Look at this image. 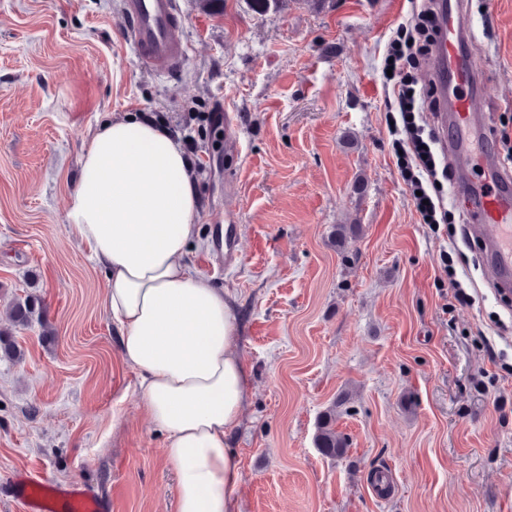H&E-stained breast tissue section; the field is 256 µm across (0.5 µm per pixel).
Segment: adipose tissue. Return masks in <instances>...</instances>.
<instances>
[{"mask_svg":"<svg viewBox=\"0 0 512 512\" xmlns=\"http://www.w3.org/2000/svg\"><path fill=\"white\" fill-rule=\"evenodd\" d=\"M199 207L179 143L129 114L102 122L84 144L66 221L106 271L122 358L141 374L144 413L168 435L178 512H238L242 475L228 437L249 375L223 289L186 261Z\"/></svg>","mask_w":512,"mask_h":512,"instance_id":"obj_1","label":"adipose tissue"}]
</instances>
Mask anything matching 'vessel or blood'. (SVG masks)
<instances>
[{
	"mask_svg": "<svg viewBox=\"0 0 512 512\" xmlns=\"http://www.w3.org/2000/svg\"><path fill=\"white\" fill-rule=\"evenodd\" d=\"M125 8L130 19L126 39L136 59L160 75L177 71L188 46L180 33L176 0H125ZM434 9L437 41L428 65L438 102L437 130L457 160L455 190L469 205L470 232L487 256L489 279L499 288H512V172L493 149V125L474 127L484 99L476 91L482 77L464 46L466 2L434 0ZM473 166L482 170L484 191H476L468 174ZM0 496L22 504L25 512H112L111 501L84 482L58 486L27 471L1 481Z\"/></svg>",
	"mask_w": 512,
	"mask_h": 512,
	"instance_id": "b4317fda",
	"label": "vessel or blood"
}]
</instances>
